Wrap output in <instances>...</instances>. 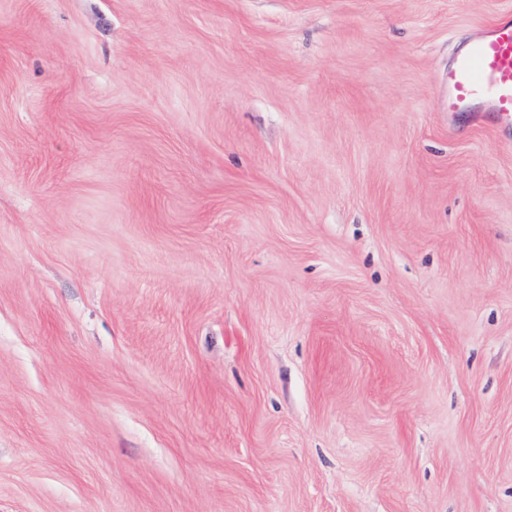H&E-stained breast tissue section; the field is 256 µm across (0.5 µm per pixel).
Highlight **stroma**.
Instances as JSON below:
<instances>
[{
    "label": "stroma",
    "instance_id": "stroma-1",
    "mask_svg": "<svg viewBox=\"0 0 512 512\" xmlns=\"http://www.w3.org/2000/svg\"><path fill=\"white\" fill-rule=\"evenodd\" d=\"M512 0H0V512H512ZM447 84L448 112H494L512 131V14L455 52Z\"/></svg>",
    "mask_w": 512,
    "mask_h": 512
}]
</instances>
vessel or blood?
I'll return each instance as SVG.
<instances>
[{"label": "vessel or blood", "mask_w": 512, "mask_h": 512, "mask_svg": "<svg viewBox=\"0 0 512 512\" xmlns=\"http://www.w3.org/2000/svg\"><path fill=\"white\" fill-rule=\"evenodd\" d=\"M447 84L449 111L492 112L512 131V14L455 52Z\"/></svg>", "instance_id": "1"}]
</instances>
